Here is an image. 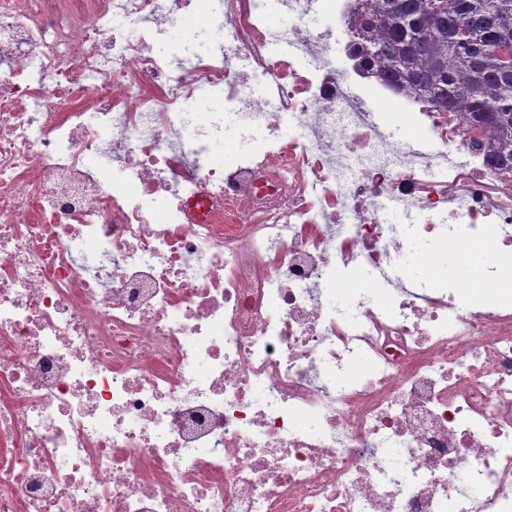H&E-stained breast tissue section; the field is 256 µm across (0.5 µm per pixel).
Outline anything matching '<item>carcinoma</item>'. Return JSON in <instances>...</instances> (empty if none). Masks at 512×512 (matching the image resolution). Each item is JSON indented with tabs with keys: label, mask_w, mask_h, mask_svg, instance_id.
<instances>
[{
	"label": "carcinoma",
	"mask_w": 512,
	"mask_h": 512,
	"mask_svg": "<svg viewBox=\"0 0 512 512\" xmlns=\"http://www.w3.org/2000/svg\"><path fill=\"white\" fill-rule=\"evenodd\" d=\"M369 27L352 56L371 79L490 131L488 162L512 171V0H366Z\"/></svg>",
	"instance_id": "obj_1"
}]
</instances>
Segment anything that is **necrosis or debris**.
<instances>
[{
    "mask_svg": "<svg viewBox=\"0 0 512 512\" xmlns=\"http://www.w3.org/2000/svg\"><path fill=\"white\" fill-rule=\"evenodd\" d=\"M192 3L0 0V512H512V292L396 274L463 224L512 277L487 132L386 134L330 64L362 0H207L213 52L155 53ZM242 148L238 135L235 131L229 129L224 133V138L213 146V157L224 164V160L230 161Z\"/></svg>",
    "mask_w": 512,
    "mask_h": 512,
    "instance_id": "1",
    "label": "necrosis or debris"
}]
</instances>
